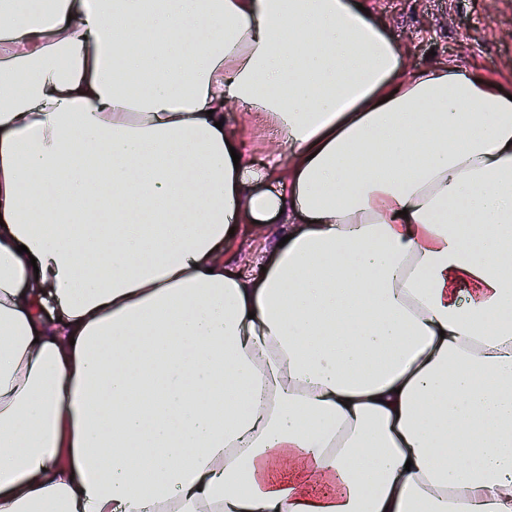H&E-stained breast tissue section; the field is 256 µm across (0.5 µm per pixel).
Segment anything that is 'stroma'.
<instances>
[{
	"label": "stroma",
	"mask_w": 512,
	"mask_h": 512,
	"mask_svg": "<svg viewBox=\"0 0 512 512\" xmlns=\"http://www.w3.org/2000/svg\"><path fill=\"white\" fill-rule=\"evenodd\" d=\"M379 22L408 56L411 69L461 66L512 91V0H369ZM228 128L242 132L249 157L265 156L272 133L248 113L227 106ZM277 224L241 225L231 251L232 268L250 255L269 252Z\"/></svg>",
	"instance_id": "stroma-1"
}]
</instances>
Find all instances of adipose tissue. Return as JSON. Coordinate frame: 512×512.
Here are the masks:
<instances>
[{
    "label": "adipose tissue",
    "mask_w": 512,
    "mask_h": 512,
    "mask_svg": "<svg viewBox=\"0 0 512 512\" xmlns=\"http://www.w3.org/2000/svg\"><path fill=\"white\" fill-rule=\"evenodd\" d=\"M356 3L0 0V512H512V99ZM224 119L228 128L242 132L245 151L249 157L253 159L263 157L268 149L274 147L270 129L252 121L247 112L230 105L224 109ZM283 224H268L263 228H256L252 224H240L239 235L230 254L233 256L230 268H241L240 261L247 259L250 255H259L267 258L271 255V245L281 232Z\"/></svg>",
    "instance_id": "adipose-tissue-1"
}]
</instances>
